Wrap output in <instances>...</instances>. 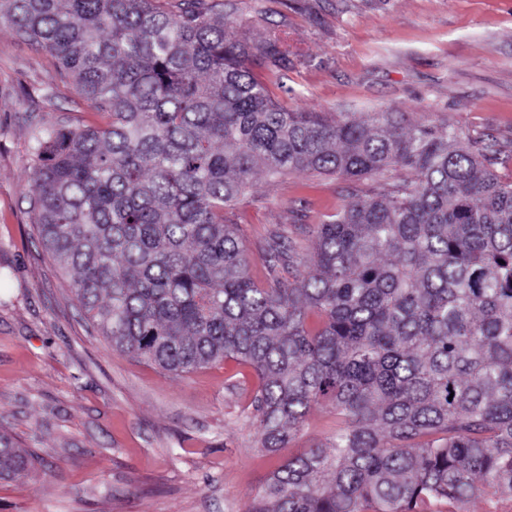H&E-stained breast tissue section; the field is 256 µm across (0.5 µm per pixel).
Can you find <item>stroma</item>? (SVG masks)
<instances>
[{"instance_id":"obj_1","label":"stroma","mask_w":512,"mask_h":512,"mask_svg":"<svg viewBox=\"0 0 512 512\" xmlns=\"http://www.w3.org/2000/svg\"><path fill=\"white\" fill-rule=\"evenodd\" d=\"M224 17L231 38L287 40V61L255 73L289 109L450 123L512 182V0H224ZM87 109L46 51L0 28V431L35 458L0 481V512H246L281 461L260 448L254 371L175 376L113 350L29 221L31 114ZM401 176L259 174L226 218L261 281L270 230L307 254L317 225Z\"/></svg>"}]
</instances>
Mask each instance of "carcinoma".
<instances>
[{
  "label": "carcinoma",
  "instance_id": "1",
  "mask_svg": "<svg viewBox=\"0 0 512 512\" xmlns=\"http://www.w3.org/2000/svg\"><path fill=\"white\" fill-rule=\"evenodd\" d=\"M92 116L45 125L30 221L112 348L175 375L237 361L259 379L260 445L289 447L311 410L336 427L282 461L248 512H465L512 499V183L452 125L394 112L328 120L275 102L278 66L224 31L222 0H0ZM393 190L317 226L289 281L288 236L249 254L224 212L262 171ZM34 458L0 433V480Z\"/></svg>",
  "mask_w": 512,
  "mask_h": 512
}]
</instances>
